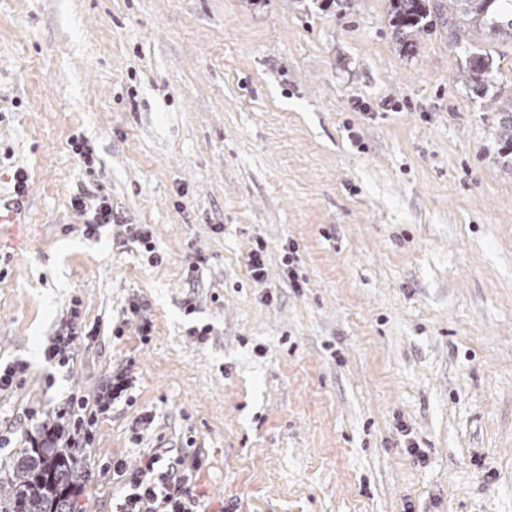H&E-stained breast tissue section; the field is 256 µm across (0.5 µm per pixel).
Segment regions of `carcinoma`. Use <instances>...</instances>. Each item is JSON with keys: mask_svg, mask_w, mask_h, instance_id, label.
<instances>
[{"mask_svg": "<svg viewBox=\"0 0 512 512\" xmlns=\"http://www.w3.org/2000/svg\"><path fill=\"white\" fill-rule=\"evenodd\" d=\"M439 9L432 0H390L391 23L401 47L413 46V36ZM448 29L512 42V0H448ZM455 44L464 57L466 81L474 92H484L496 72L490 51L477 48L473 37H458ZM497 115L498 157L512 167V98L498 101ZM80 467L70 448L22 449L7 479L11 490L0 496V512H74L82 493Z\"/></svg>", "mask_w": 512, "mask_h": 512, "instance_id": "1", "label": "carcinoma"}]
</instances>
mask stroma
<instances>
[{"label":"stroma","mask_w":512,"mask_h":512,"mask_svg":"<svg viewBox=\"0 0 512 512\" xmlns=\"http://www.w3.org/2000/svg\"><path fill=\"white\" fill-rule=\"evenodd\" d=\"M484 47L492 97L440 20L401 52L389 0H0V200L29 176L0 226V361L29 365L0 393V472L37 434L28 411L52 420L122 367L133 401L82 451L85 512H112L105 465L155 448L198 454L212 512H512L495 142L512 43ZM82 192L112 202L100 237ZM141 227L158 265L128 237ZM134 303L149 343L122 320ZM75 308L94 334L50 365ZM86 199L93 201L90 208L88 207ZM71 206L81 216L90 214V218L86 219L84 230L89 237L94 236L98 230L106 224L115 222L112 203L106 195L79 194L71 198Z\"/></svg>","instance_id":"stroma-1"}]
</instances>
